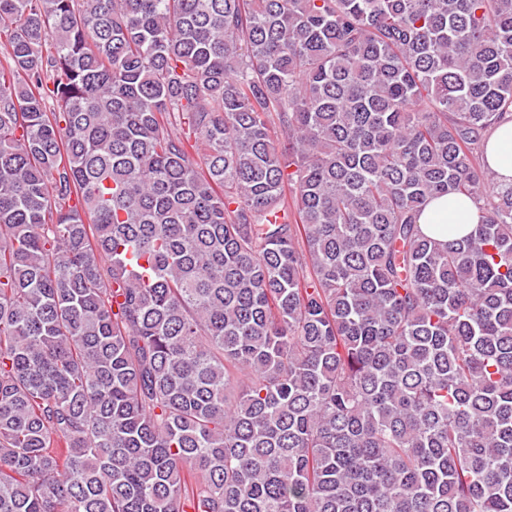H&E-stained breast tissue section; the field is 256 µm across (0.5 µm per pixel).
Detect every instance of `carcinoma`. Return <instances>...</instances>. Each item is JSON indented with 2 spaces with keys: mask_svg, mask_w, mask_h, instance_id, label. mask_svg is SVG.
I'll use <instances>...</instances> for the list:
<instances>
[{
  "mask_svg": "<svg viewBox=\"0 0 512 512\" xmlns=\"http://www.w3.org/2000/svg\"><path fill=\"white\" fill-rule=\"evenodd\" d=\"M0 55V512H512V0H0ZM488 168L499 184H512V122L498 126L487 142ZM480 212L474 202L468 198H458V202L448 208V196L435 198L429 202L420 215L418 224L425 234L437 233L436 224H457V233H468L473 224H477Z\"/></svg>",
  "mask_w": 512,
  "mask_h": 512,
  "instance_id": "obj_1",
  "label": "carcinoma"
}]
</instances>
